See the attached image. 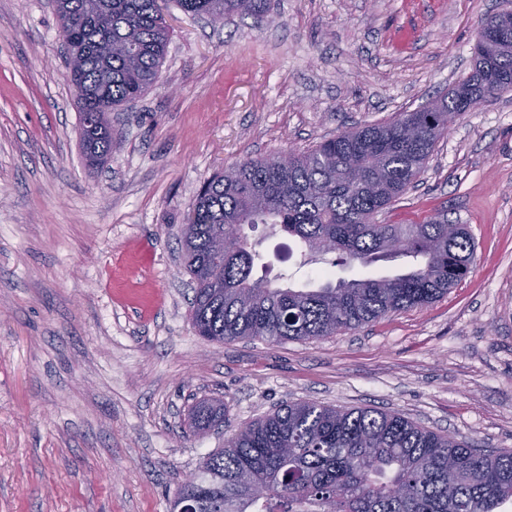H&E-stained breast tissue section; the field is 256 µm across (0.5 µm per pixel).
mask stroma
I'll use <instances>...</instances> for the list:
<instances>
[{"label":"stroma","instance_id":"1","mask_svg":"<svg viewBox=\"0 0 512 512\" xmlns=\"http://www.w3.org/2000/svg\"><path fill=\"white\" fill-rule=\"evenodd\" d=\"M512 0H270L224 25L165 0L162 84L112 113L86 166L52 0H0V512H170L185 476L275 406L397 412L512 449V91L459 115L378 220L467 225L472 272L425 308L319 340L197 336L181 227L203 182L303 152L447 93L475 31ZM256 275L316 282L323 260L249 233ZM219 431L183 432L201 399ZM80 145L88 165L94 166L105 160L112 151V132L109 121L91 133L80 122Z\"/></svg>","mask_w":512,"mask_h":512}]
</instances>
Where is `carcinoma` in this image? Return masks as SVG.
Instances as JSON below:
<instances>
[{
    "label": "carcinoma",
    "instance_id": "1",
    "mask_svg": "<svg viewBox=\"0 0 512 512\" xmlns=\"http://www.w3.org/2000/svg\"><path fill=\"white\" fill-rule=\"evenodd\" d=\"M68 52L81 58L82 112L130 105L162 79L170 30L157 0H54ZM193 16L250 15L270 0H178ZM475 68L447 94L386 124L346 130L300 153L251 159L208 178L182 236L194 282L190 317L210 342L307 341L418 309L472 270L475 246L464 224L438 213L422 222L380 224L377 216L414 187L448 111L469 112L491 92L512 89V42L480 24ZM87 164L112 151L105 125L80 128ZM269 224L303 256L364 264L412 259L409 271L294 288L254 277L261 256L245 228ZM238 248L217 256L221 235ZM224 420V405L201 401L189 429ZM197 512H505L512 504V450L480 449L376 408L314 402L281 405L208 453L197 478L178 489Z\"/></svg>",
    "mask_w": 512,
    "mask_h": 512
}]
</instances>
